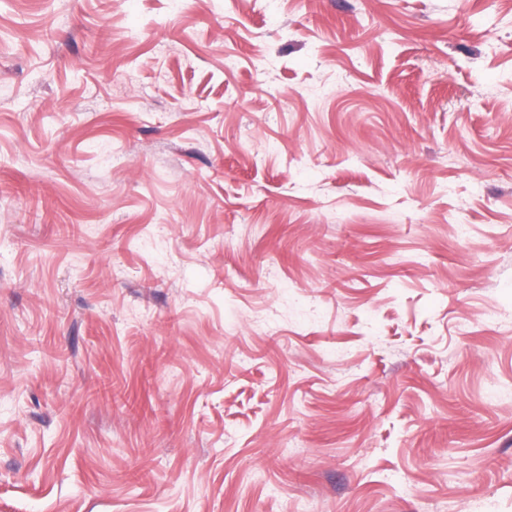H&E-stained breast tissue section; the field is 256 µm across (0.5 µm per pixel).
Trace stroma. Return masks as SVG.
Wrapping results in <instances>:
<instances>
[{"mask_svg":"<svg viewBox=\"0 0 512 512\" xmlns=\"http://www.w3.org/2000/svg\"><path fill=\"white\" fill-rule=\"evenodd\" d=\"M0 512H512V0H0Z\"/></svg>","mask_w":512,"mask_h":512,"instance_id":"stroma-1","label":"stroma"}]
</instances>
